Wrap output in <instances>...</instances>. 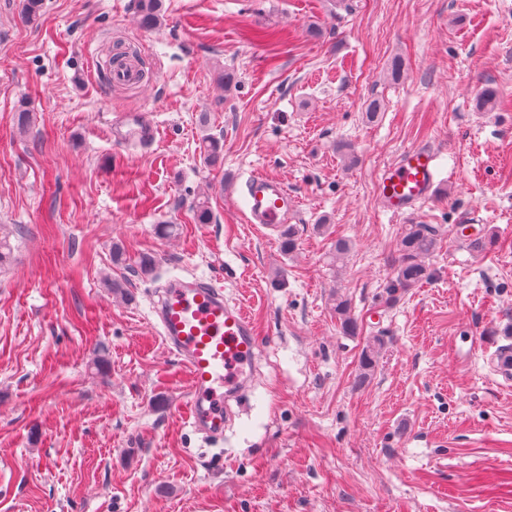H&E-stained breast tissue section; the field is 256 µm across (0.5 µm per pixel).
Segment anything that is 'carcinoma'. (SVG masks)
Returning <instances> with one entry per match:
<instances>
[{"label": "carcinoma", "instance_id": "carcinoma-1", "mask_svg": "<svg viewBox=\"0 0 512 512\" xmlns=\"http://www.w3.org/2000/svg\"><path fill=\"white\" fill-rule=\"evenodd\" d=\"M136 19L138 25L146 30L158 27L163 19L161 0H136ZM221 143L215 137L204 141L203 154L207 165L214 166L221 159ZM195 223L210 224L213 212L206 199H199L193 205ZM441 240L438 228L430 224H408L400 242L399 257L396 261L395 277L390 285V295L412 288L429 279L430 268L426 259L436 250ZM336 314L342 328L349 334L356 333L357 321L351 315L348 301L338 299ZM385 341L380 336L372 337L364 346L359 359V380L365 381L374 370Z\"/></svg>", "mask_w": 512, "mask_h": 512}]
</instances>
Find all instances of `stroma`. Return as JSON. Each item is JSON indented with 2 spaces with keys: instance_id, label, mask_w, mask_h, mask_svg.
I'll return each mask as SVG.
<instances>
[{
  "instance_id": "1",
  "label": "stroma",
  "mask_w": 512,
  "mask_h": 512,
  "mask_svg": "<svg viewBox=\"0 0 512 512\" xmlns=\"http://www.w3.org/2000/svg\"><path fill=\"white\" fill-rule=\"evenodd\" d=\"M134 12L44 0L31 25L0 0V512H512V382L493 366L512 346V0H164L148 31ZM118 47L144 49L142 82L108 80ZM124 112L151 113L156 138L116 143ZM429 144L434 196L386 212L383 168ZM251 171L298 197L292 252L227 198ZM202 195L213 223L193 219ZM409 223L443 239L432 277L393 297ZM470 225L495 235L483 253ZM193 275L246 305L261 344L218 439L194 432L151 312ZM385 346V341L380 336H373L364 346L359 359V380H366L374 370L381 351Z\"/></svg>"
}]
</instances>
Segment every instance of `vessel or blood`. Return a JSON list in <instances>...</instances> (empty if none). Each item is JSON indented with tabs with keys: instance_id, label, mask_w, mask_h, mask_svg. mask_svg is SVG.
Wrapping results in <instances>:
<instances>
[{
	"instance_id": "obj_1",
	"label": "vessel or blood",
	"mask_w": 512,
	"mask_h": 512,
	"mask_svg": "<svg viewBox=\"0 0 512 512\" xmlns=\"http://www.w3.org/2000/svg\"><path fill=\"white\" fill-rule=\"evenodd\" d=\"M128 125L122 143L151 138L154 124L142 113L121 117ZM439 152L419 145L403 151L381 173L377 194L382 207L395 216L412 214L433 194ZM243 215L248 223L276 227L287 223L296 198L280 181L262 174L248 176ZM165 341L181 356L190 376L193 399L189 419L206 434L223 432L231 419L230 402L254 367L259 340L249 311L229 303L222 289L203 278L166 286L152 306Z\"/></svg>"
}]
</instances>
